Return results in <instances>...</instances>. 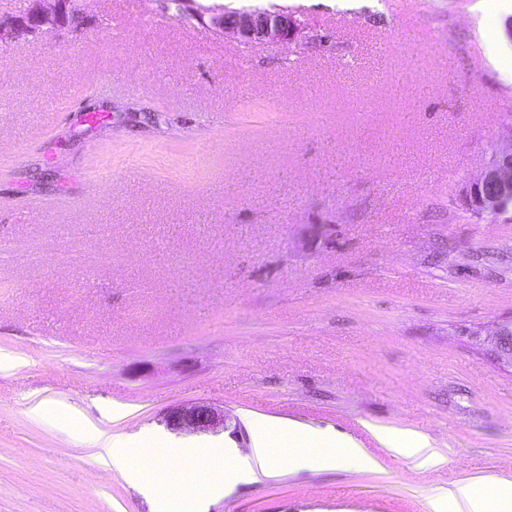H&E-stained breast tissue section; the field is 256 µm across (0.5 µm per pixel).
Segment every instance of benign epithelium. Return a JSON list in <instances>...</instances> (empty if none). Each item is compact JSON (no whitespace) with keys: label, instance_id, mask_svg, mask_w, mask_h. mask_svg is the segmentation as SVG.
Instances as JSON below:
<instances>
[{"label":"benign epithelium","instance_id":"1","mask_svg":"<svg viewBox=\"0 0 512 512\" xmlns=\"http://www.w3.org/2000/svg\"><path fill=\"white\" fill-rule=\"evenodd\" d=\"M43 2L29 0L26 10L13 17L9 25L0 23L1 46H8L27 32H74L78 29L80 0H53L51 8L44 7ZM183 8L193 12L187 3ZM195 19L214 32L230 35L245 44L288 41L297 27L295 18L285 11H236L208 17L197 12ZM468 196L471 206L479 213H497L506 207L512 200V147L502 148L492 157L481 177L470 184ZM486 353L498 366L512 370V319L500 323L487 338ZM166 421L173 430L209 431L225 426V415L220 407L195 403L169 410Z\"/></svg>","mask_w":512,"mask_h":512}]
</instances>
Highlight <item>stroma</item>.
I'll use <instances>...</instances> for the list:
<instances>
[{
  "label": "stroma",
  "instance_id": "1",
  "mask_svg": "<svg viewBox=\"0 0 512 512\" xmlns=\"http://www.w3.org/2000/svg\"><path fill=\"white\" fill-rule=\"evenodd\" d=\"M191 4L300 27L247 45L172 0H82L78 31L0 47V350L23 361L0 375V512H151L34 400L156 430L148 471L214 439L249 454L254 414L385 461L283 468L207 512H425L435 485L512 478V372L473 335L512 319V204L465 198L512 145V0ZM198 402L225 428L167 427ZM367 429L388 453L411 459L415 467L438 468L448 464V457L417 430L382 428L374 424H368Z\"/></svg>",
  "mask_w": 512,
  "mask_h": 512
}]
</instances>
